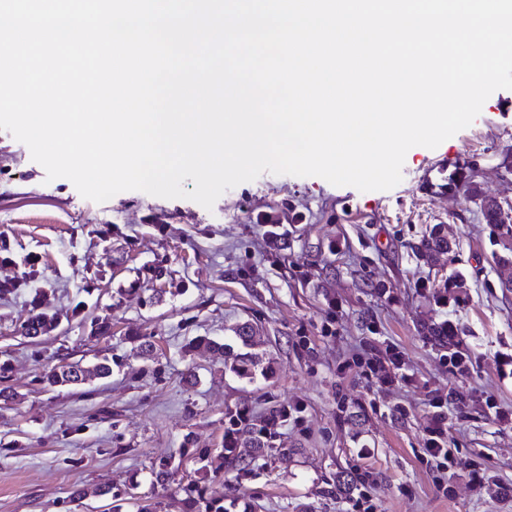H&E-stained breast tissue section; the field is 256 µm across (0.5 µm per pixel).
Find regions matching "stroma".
<instances>
[{
    "label": "stroma",
    "mask_w": 512,
    "mask_h": 512,
    "mask_svg": "<svg viewBox=\"0 0 512 512\" xmlns=\"http://www.w3.org/2000/svg\"><path fill=\"white\" fill-rule=\"evenodd\" d=\"M460 168L468 187L445 191ZM488 199L512 204V90L437 148H411L391 190L265 172L209 210L141 191L85 199L0 130V512H137L146 497L182 512L193 487L225 512H358L362 500L378 512H512L498 492L512 483V420L494 416L512 408L499 363L512 354L499 273L512 250L483 217ZM268 221L287 233L268 241ZM436 225L451 244L439 267L414 253ZM41 312L57 327L22 336ZM446 321L455 337L427 334ZM245 322L271 367L251 383L207 346ZM373 346L398 349L402 380L352 364ZM459 347L471 361L454 374L443 357ZM102 361L108 378L47 381ZM436 397L455 467L485 468L483 490L463 478L437 490L423 458ZM295 402L301 425L284 424L248 469L223 465L230 418L258 424ZM166 458L160 485L152 469Z\"/></svg>",
    "instance_id": "1"
}]
</instances>
